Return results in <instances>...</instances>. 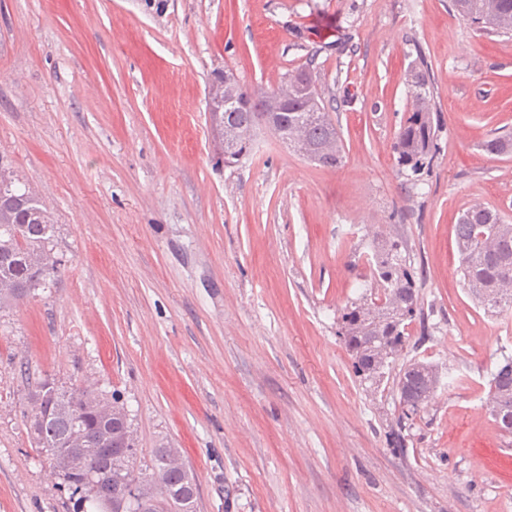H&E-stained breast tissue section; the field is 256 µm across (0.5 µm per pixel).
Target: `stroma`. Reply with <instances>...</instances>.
<instances>
[{"instance_id": "stroma-1", "label": "stroma", "mask_w": 512, "mask_h": 512, "mask_svg": "<svg viewBox=\"0 0 512 512\" xmlns=\"http://www.w3.org/2000/svg\"><path fill=\"white\" fill-rule=\"evenodd\" d=\"M319 50L340 167L266 127L216 164L208 75L268 90ZM425 58L441 152L411 182L392 152ZM512 35L449 0H0V154L47 203L55 283L0 308V512H79L28 435L32 381L117 394L136 471L180 449L196 512H512V445L484 401L512 311L464 288L454 226L474 204L512 223ZM407 241L428 334L407 354L450 383L408 432L395 361L361 384L337 315L382 230ZM28 375H21V367Z\"/></svg>"}]
</instances>
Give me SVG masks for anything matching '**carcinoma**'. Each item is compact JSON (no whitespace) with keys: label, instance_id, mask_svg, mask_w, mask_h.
<instances>
[{"label":"carcinoma","instance_id":"carcinoma-1","mask_svg":"<svg viewBox=\"0 0 512 512\" xmlns=\"http://www.w3.org/2000/svg\"><path fill=\"white\" fill-rule=\"evenodd\" d=\"M459 17L487 33H512V0H452ZM408 78L412 108L396 136L393 153L397 163L412 172L414 180L429 169L432 159L440 153L438 135L431 113L425 111L432 102L430 75L424 60L414 62ZM234 121L244 130L255 129L269 120L293 127L300 123L305 129L307 149L318 156L316 164L337 168L343 162L344 146L324 98L298 99L288 103L279 114L268 111L265 99L251 96L248 88L240 94V105L233 113ZM336 138V152H322L323 144ZM483 149L496 156L512 155V137H493ZM38 201L27 195L24 184L0 191V281L15 286L14 297L1 302L9 307L27 299L31 291L50 284L59 276L60 265L47 271L29 263L28 250L34 246L53 248L54 219L37 215ZM460 258L459 270L465 288L472 298L489 313L512 309V224L504 221L499 210L473 206L465 210L455 228ZM374 292L362 295L341 309L337 335L352 359V370L360 382L379 386L390 364L384 362L382 348L391 347L398 357L407 348L406 328L415 320L425 325L416 272L411 266L406 240L397 233H385L375 242L368 258ZM441 384L438 366L420 359H411L401 368L396 381L399 399L405 400L396 426L388 432L390 447H407V424L425 411ZM490 398L497 400L500 412L492 416L497 428L512 434V356L503 357L491 372L488 383ZM85 426L83 454L85 472L57 470L65 486L80 502L100 508L99 489L119 491L115 476L122 475L125 484L143 490L132 512H185V502L196 500L198 486L192 472L166 463L167 448L153 452L151 472H135L136 452L125 450L127 418L100 419L93 413L82 416ZM75 427L73 416L63 410L47 412L46 405L29 420L35 447L43 453L64 450Z\"/></svg>","mask_w":512,"mask_h":512}]
</instances>
